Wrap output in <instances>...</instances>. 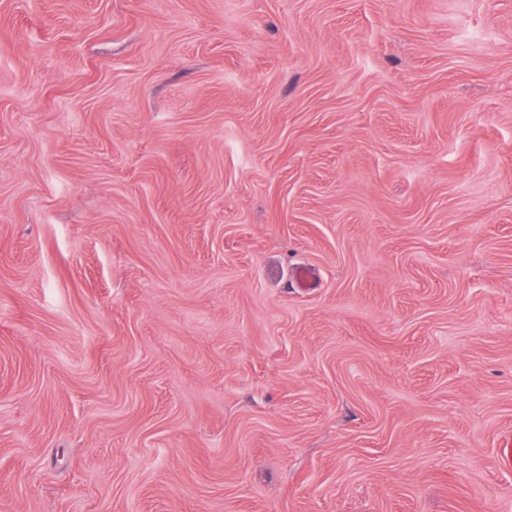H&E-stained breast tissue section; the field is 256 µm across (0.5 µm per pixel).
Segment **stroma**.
<instances>
[{
	"label": "stroma",
	"instance_id": "stroma-1",
	"mask_svg": "<svg viewBox=\"0 0 512 512\" xmlns=\"http://www.w3.org/2000/svg\"><path fill=\"white\" fill-rule=\"evenodd\" d=\"M512 0H0V512H512Z\"/></svg>",
	"mask_w": 512,
	"mask_h": 512
}]
</instances>
